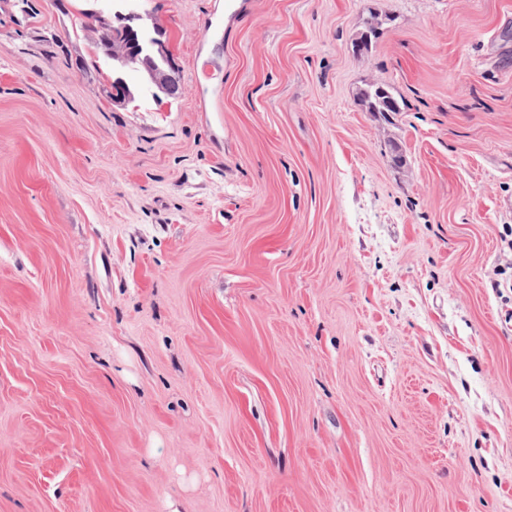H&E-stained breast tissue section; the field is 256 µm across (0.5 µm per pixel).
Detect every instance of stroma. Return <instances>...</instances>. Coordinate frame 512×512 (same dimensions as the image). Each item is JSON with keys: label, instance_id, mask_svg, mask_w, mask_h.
Segmentation results:
<instances>
[{"label": "stroma", "instance_id": "obj_1", "mask_svg": "<svg viewBox=\"0 0 512 512\" xmlns=\"http://www.w3.org/2000/svg\"><path fill=\"white\" fill-rule=\"evenodd\" d=\"M111 6L0 0V512H512V0ZM115 2L119 3L115 7L112 3V18L118 25L113 40L112 30L105 20L108 16L107 12L81 13L83 17L81 28L96 35L93 43L94 52L89 59L90 64L96 66L95 58L99 57L102 51L112 59V104H124L134 98L128 82L119 74V71L125 68L141 69L160 92L172 94L177 87V81L166 68L168 53L160 38L153 36L146 27L137 23L142 19L141 15L127 8V2H134V0H115ZM110 39L112 45L111 43L103 44ZM116 41H121L122 46H117ZM380 91H382V95L385 97L382 99H391L396 109H389L379 103L377 96L382 97ZM360 100L364 104L366 111L369 112H400L401 110L400 104L391 92L390 87L384 83L374 82L369 84L366 89L360 92Z\"/></svg>", "mask_w": 512, "mask_h": 512}]
</instances>
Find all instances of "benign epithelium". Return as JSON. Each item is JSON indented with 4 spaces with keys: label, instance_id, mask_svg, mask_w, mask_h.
<instances>
[{
    "label": "benign epithelium",
    "instance_id": "benign-epithelium-1",
    "mask_svg": "<svg viewBox=\"0 0 512 512\" xmlns=\"http://www.w3.org/2000/svg\"><path fill=\"white\" fill-rule=\"evenodd\" d=\"M129 0H117L112 18L117 22L114 40L121 45L105 43L102 51L112 58V103L124 104L134 98L133 92L119 71L125 68L142 70L148 80L162 93L171 94L177 87L176 78L169 73L168 53L157 34L158 28L148 30L139 24L141 15L127 8Z\"/></svg>",
    "mask_w": 512,
    "mask_h": 512
}]
</instances>
